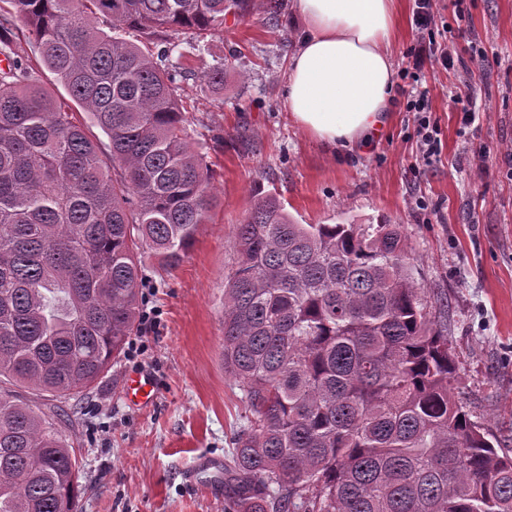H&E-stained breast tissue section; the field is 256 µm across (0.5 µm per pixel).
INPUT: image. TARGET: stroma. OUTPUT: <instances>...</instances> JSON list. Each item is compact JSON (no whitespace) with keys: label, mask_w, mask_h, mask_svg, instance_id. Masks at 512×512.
<instances>
[{"label":"stroma","mask_w":512,"mask_h":512,"mask_svg":"<svg viewBox=\"0 0 512 512\" xmlns=\"http://www.w3.org/2000/svg\"><path fill=\"white\" fill-rule=\"evenodd\" d=\"M268 3L251 0L212 35L176 32L165 46L168 63L191 70L185 116L213 171L214 204L181 265L144 261L143 304L160 315L159 328L139 335L145 354L119 358L65 407L61 434L81 463L79 512H224L223 486L191 484L187 473L202 458L229 457L243 424L241 392L224 371V280L237 261L235 227L259 193L301 224L402 225L415 279L446 304L454 396L473 420L512 437V0H466L460 17L434 0L459 51L477 38L493 55L477 84L483 111L467 128L450 99L465 73L424 68L441 139L428 167L398 86L369 148H330L293 123L284 93L302 30L291 0L275 15ZM218 66L224 86L214 89L199 75ZM421 197L427 209L417 208ZM139 371L156 382L148 406L124 392Z\"/></svg>","instance_id":"obj_1"}]
</instances>
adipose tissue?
Wrapping results in <instances>:
<instances>
[{"label":"adipose tissue","instance_id":"ef3b65f1","mask_svg":"<svg viewBox=\"0 0 512 512\" xmlns=\"http://www.w3.org/2000/svg\"><path fill=\"white\" fill-rule=\"evenodd\" d=\"M303 35L288 61L285 106L295 125L331 145L385 130L395 70L399 0H292Z\"/></svg>","mask_w":512,"mask_h":512}]
</instances>
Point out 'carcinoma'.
Returning <instances> with one entry per match:
<instances>
[{
  "instance_id": "carcinoma-1",
  "label": "carcinoma",
  "mask_w": 512,
  "mask_h": 512,
  "mask_svg": "<svg viewBox=\"0 0 512 512\" xmlns=\"http://www.w3.org/2000/svg\"><path fill=\"white\" fill-rule=\"evenodd\" d=\"M6 2L0 379L66 403L138 331L143 258L179 266L213 205L181 68L110 31L203 35L249 0ZM18 25L34 64L14 48ZM43 67L107 136L112 163ZM235 248L224 371L248 415L224 512H512V456L451 395V345L403 261L401 225L298 224L265 194ZM58 426L0 394V512H76L80 465Z\"/></svg>"
}]
</instances>
